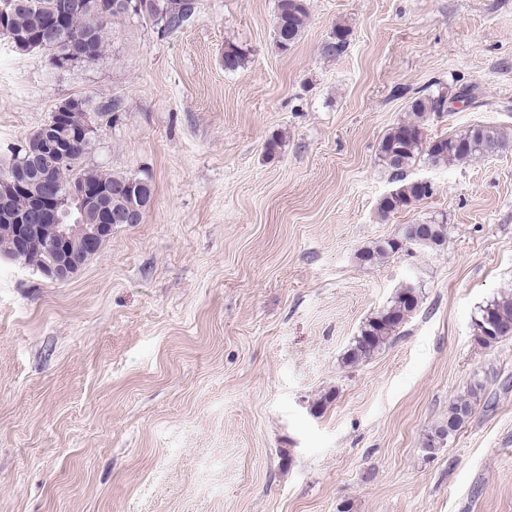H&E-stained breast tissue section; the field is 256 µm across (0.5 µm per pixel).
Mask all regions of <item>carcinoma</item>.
Segmentation results:
<instances>
[{
  "instance_id": "carcinoma-1",
  "label": "carcinoma",
  "mask_w": 512,
  "mask_h": 512,
  "mask_svg": "<svg viewBox=\"0 0 512 512\" xmlns=\"http://www.w3.org/2000/svg\"><path fill=\"white\" fill-rule=\"evenodd\" d=\"M115 0H68L69 22L60 35L47 42L41 52L51 64L62 68L59 61L66 54H82L85 60H96L105 52L107 43L104 29L108 21L121 18L123 14L114 8ZM141 8L137 17L148 20L161 31L179 29L195 12V0H140ZM59 0H0V10L6 11L5 29L12 39H24L32 35L41 21L51 16ZM309 19L307 0H276L274 28L276 42L283 51L290 50L300 39ZM351 41V30L338 25L332 36L324 42L322 54L327 58L343 55ZM245 63L244 51L229 45L224 48V69L235 71ZM410 115L397 123L382 138L379 157L384 166L391 170L399 181L398 187L383 196L377 206V213L385 221L395 212L407 208L433 195L434 189L424 186L420 180H407L405 169L415 159L424 155L433 163H467L482 157L493 156L505 147L500 131L487 125H477L463 134L438 137L428 140L424 136V125L429 116L448 111V96L445 93H423L414 97L408 105ZM91 148L89 143L69 144L70 161L67 166L55 171V180L60 191L71 183H95L102 189L112 190V210L122 212L129 198L125 187L144 185V200L154 199L155 187L150 177H129L83 165V158ZM45 161L30 159L29 182L26 190L17 192L11 202V209L18 214L28 212L31 193L36 191L40 167ZM448 225L436 220L418 224L403 225L399 234L382 239L357 254L363 264H375L405 248L408 245L420 249L435 250L447 240ZM421 302L419 289L408 283L401 284L392 299L363 322L357 336L345 351L343 360L355 364L366 360L386 345L417 310ZM473 336L479 344L488 346L505 337H512V294L497 297L480 307L473 321ZM476 389L457 397L448 407V418L437 425L427 436L425 450L432 453L441 447L440 439L455 435L466 419L472 414V398Z\"/></svg>"
}]
</instances>
